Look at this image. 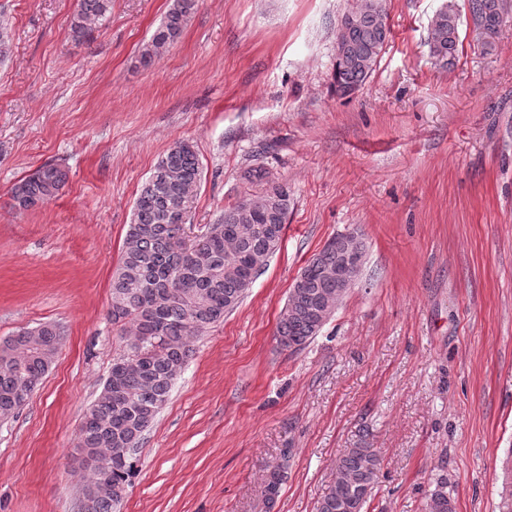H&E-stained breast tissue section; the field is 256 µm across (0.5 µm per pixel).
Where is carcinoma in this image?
<instances>
[{"mask_svg": "<svg viewBox=\"0 0 512 512\" xmlns=\"http://www.w3.org/2000/svg\"><path fill=\"white\" fill-rule=\"evenodd\" d=\"M112 0H78L71 22L74 41L86 40L92 24L110 10ZM474 26L493 32L502 25L499 0H467ZM199 0H171L138 62L148 68L182 35ZM355 24L343 35L336 55V94L354 93L372 76L387 45L390 29L384 0H358ZM460 14L453 5L440 11L429 40L430 55L446 66L462 46ZM201 167L194 146L174 142L140 188L125 235L119 263L112 275L108 317L125 339L124 353L112 363V379L86 411L77 447L137 448L168 401L175 380L192 352V339L224 319L247 291L245 272L260 255L278 245L290 197L288 186H270L256 199L224 210L217 223L188 244L183 227L195 208ZM67 173L46 163L11 190L10 206L25 212L56 197ZM341 255L322 249L308 261L301 287L289 291L277 325V340L286 349L303 348L324 326L344 292L330 272ZM63 327L44 322L0 341V416L24 407L30 384L40 385L59 352ZM381 459L373 448H350L336 460L335 477L316 505V512H365L374 492ZM136 456L112 458V468L82 462V489L89 512H116L136 474ZM285 466L273 467L261 491L265 510L273 508L284 481ZM112 487L107 493L103 487ZM424 512H454L448 479L437 478L426 496ZM497 512H512V465L503 472Z\"/></svg>", "mask_w": 512, "mask_h": 512, "instance_id": "cac0c4a2", "label": "carcinoma"}]
</instances>
